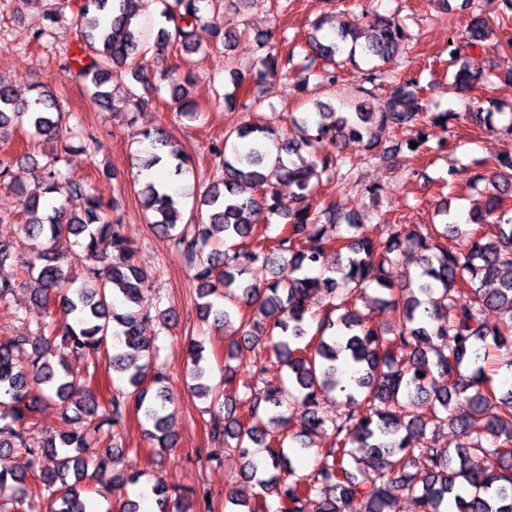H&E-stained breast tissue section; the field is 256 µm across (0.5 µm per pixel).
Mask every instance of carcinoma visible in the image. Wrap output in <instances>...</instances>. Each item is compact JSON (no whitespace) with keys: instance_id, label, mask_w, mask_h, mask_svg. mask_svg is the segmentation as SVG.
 <instances>
[{"instance_id":"carcinoma-1","label":"carcinoma","mask_w":512,"mask_h":512,"mask_svg":"<svg viewBox=\"0 0 512 512\" xmlns=\"http://www.w3.org/2000/svg\"><path fill=\"white\" fill-rule=\"evenodd\" d=\"M159 16L168 26L159 28L153 48L165 55L176 49L180 62L164 74L165 91L179 114L196 115L188 100L191 73L189 56L202 47L200 31L206 10L214 0H156ZM144 0H75L67 18L49 12L52 26L67 27L75 38L76 53L61 67L76 82L92 90L100 106L109 103L113 74L123 70L142 86L148 77L136 60L140 30L132 27ZM487 37L483 23L471 20L466 40L450 38L449 66H456L457 84L465 89L479 82L461 62L462 51ZM405 40L395 20L376 15L363 32L342 25L327 41L312 37L310 50L295 60L268 46L251 70L255 83L287 77L288 70L315 73L322 86L336 84V68L356 48L372 59H394ZM234 88L223 94L230 100L241 89L244 76L226 59ZM382 75L371 69L372 94L385 88L375 112L358 109L352 115L322 109L315 132L304 119L295 120L299 136L271 151L275 116L247 120L225 133V139L243 143L224 155L221 165L199 195L206 218L201 223L184 219L177 195L153 181L140 182L138 192L151 215L154 233L165 237L184 257L196 283L202 317L224 327L240 320V336L224 351V386L210 384L202 366L205 347L189 342L191 394L217 407L210 422V437L224 445L235 441L243 462L239 474L254 482L252 508L246 512H391L403 497L416 502L417 512H512V389L497 393L488 368L494 354L512 352V215L502 209V195L512 191V153L500 160V170L480 192L482 206L471 212L474 224L492 222L491 234L466 230L454 220L448 202L437 208L443 224H391L388 236L373 240L362 225L343 215L331 201L314 202L316 181L322 175H341L347 158L338 151L345 140H375L379 127L407 128L420 148L436 139L447 144L448 122L460 118L477 124L493 113L476 111L424 112L410 84H381ZM29 100L18 98L14 86L0 78V137L27 129L31 137L51 144L44 164L33 163L38 174L34 189L17 188L26 220L18 226L29 242L33 260L27 273L40 285L39 302L54 321L26 329L12 341L0 342V512H15L36 479L49 502V512H97L92 485L108 481L116 489L136 484L142 473L128 471L125 451L95 448L86 433L75 427L69 414V393L76 388L61 351L74 357L116 341L109 364L125 380L126 390L111 395L105 404L92 397L79 411L99 417V426L115 436L130 411L142 416L155 447L169 449V412L166 377L147 370L156 347L141 336L142 323L157 319L172 327L173 308L158 309L146 292L149 275L135 262V249L121 233L99 198L82 185L63 177L58 164L63 156L57 144L66 136L63 112L52 87L40 84ZM151 155L144 168L163 160L169 149L174 175L193 172L192 158L171 146L164 126L146 131ZM266 210L284 220L270 244L263 243L254 216ZM228 244L224 256H203L211 238ZM464 239L459 248L446 241ZM107 242L112 254L99 251ZM82 255L72 253L71 245ZM418 255L419 270L395 283L387 275L392 255L401 250ZM94 258L103 268L79 278L82 261ZM9 247L0 244V302L16 286ZM270 277L245 278L255 265ZM378 290L377 305L397 311V328L382 329L369 322L356 302L367 289ZM326 293V312L316 316L310 296ZM502 311V322L489 325L488 310ZM262 347L268 359L251 368L253 382L244 396L229 392L234 378L230 361L242 347ZM345 396L346 411L330 419L320 409L327 394ZM55 398L60 405V427L40 441L28 431L37 425L35 413L42 401ZM249 410L239 413L240 399ZM465 399L469 412L458 416L452 403ZM297 399L303 407L297 433L273 435L264 420L286 421L283 408ZM448 425L454 446L434 448L426 440L428 426ZM326 441L317 448L311 434ZM314 456V467L300 474L303 461L292 460L285 449ZM498 457V468L478 469L473 453ZM20 453L27 470L16 471L10 458ZM159 512H172V495L165 482L151 486Z\"/></svg>"}]
</instances>
